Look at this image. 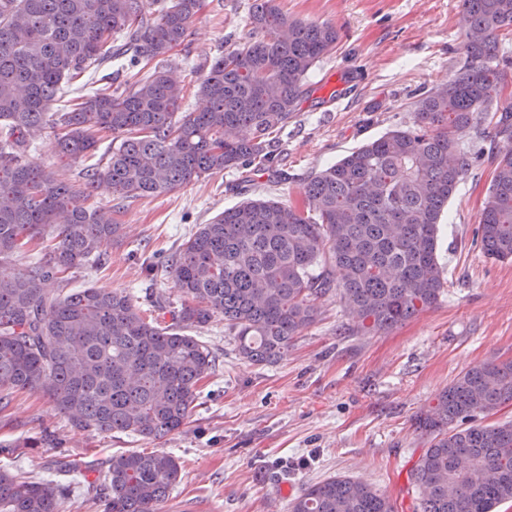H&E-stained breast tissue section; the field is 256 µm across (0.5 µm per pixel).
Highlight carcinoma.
Listing matches in <instances>:
<instances>
[{"mask_svg": "<svg viewBox=\"0 0 512 512\" xmlns=\"http://www.w3.org/2000/svg\"><path fill=\"white\" fill-rule=\"evenodd\" d=\"M201 0H0V263L40 239L44 253L0 279V405L38 391L71 424L157 440L179 431L210 376L209 348L187 334L214 316L236 331L239 354L272 362L336 291L345 308L388 330L435 306L445 288L437 258L448 199L472 165L457 132L488 119L506 142L494 157L476 242L512 261V100L496 65L512 33V0H463L465 60L448 84L415 103L414 120L313 177L302 203L248 199L199 227L167 259L187 297L170 318L145 317L124 291L62 292L66 272L105 264L120 235L112 208L90 202L100 183L120 198L174 191L194 179L272 168L275 135L311 93L309 70L334 49L336 27L303 22L277 0H255L256 37L227 48L198 84L205 101L185 112L170 76ZM105 63L125 88H92L54 109L61 85ZM53 129L52 148L77 162L112 133L106 163L76 185L25 162L30 139ZM512 404V361L465 371L416 418L428 438L411 474L421 512H495L512 501V421L480 414ZM169 453L129 451L99 473L104 512H160L180 481ZM71 492L0 470V512H59ZM291 512H395L373 486L348 476L309 484Z\"/></svg>", "mask_w": 512, "mask_h": 512, "instance_id": "cac0c4a2", "label": "carcinoma"}]
</instances>
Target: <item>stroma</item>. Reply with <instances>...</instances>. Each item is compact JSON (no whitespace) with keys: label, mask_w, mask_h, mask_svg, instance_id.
<instances>
[{"label":"stroma","mask_w":512,"mask_h":512,"mask_svg":"<svg viewBox=\"0 0 512 512\" xmlns=\"http://www.w3.org/2000/svg\"><path fill=\"white\" fill-rule=\"evenodd\" d=\"M253 0H203L184 45L170 60L183 84L198 85L224 46L246 42ZM288 16L335 25L333 53L309 72L313 87L278 133L272 170L227 171L161 195L119 199L99 187L93 199L111 206L123 226L105 245L102 267L70 270L69 291L93 285L131 293L142 311L184 297L161 266L199 225L249 198L299 197L316 174L390 130L411 125L416 101L450 80L464 60L458 25L461 0H278ZM52 131L31 141L29 163L80 180L82 163H63ZM460 145L482 159L458 184L441 220L438 260L447 287L438 304L398 326L362 327L335 293L273 364L242 358L235 332L216 316L191 333L213 351L215 371L200 404L179 432L159 440L71 427L41 393L22 390L0 410V468L37 480L71 481L69 462L93 464L85 486L61 512H89L97 473L127 451L176 456L182 480L162 512H290L291 497L308 484L347 475L373 485L398 512H419L408 481L427 439L413 419L440 392L485 360H512V261L485 257L474 242L499 144L467 127ZM155 264L146 273L145 263ZM53 434L46 444L44 434Z\"/></svg>","instance_id":"stroma-1"}]
</instances>
